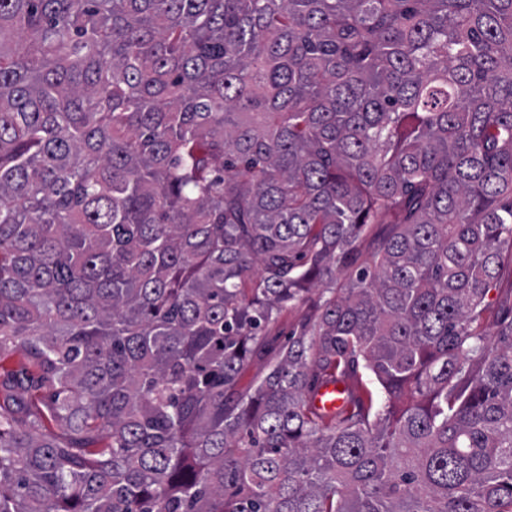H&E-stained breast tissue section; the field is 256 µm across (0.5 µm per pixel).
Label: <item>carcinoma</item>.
<instances>
[{
  "label": "carcinoma",
  "instance_id": "carcinoma-1",
  "mask_svg": "<svg viewBox=\"0 0 512 512\" xmlns=\"http://www.w3.org/2000/svg\"><path fill=\"white\" fill-rule=\"evenodd\" d=\"M505 249L512 0H0V512H512ZM512 287V263L506 262L501 275L496 282V287L491 290L488 296V301L490 303V308L485 314L488 323L493 321L494 312L500 301L508 297L512 301V292L510 288ZM310 308H312V302L310 301L300 304L298 307H287L278 321L269 326V336H276L277 343L283 344L288 338V333L296 327L302 313Z\"/></svg>",
  "mask_w": 512,
  "mask_h": 512
}]
</instances>
